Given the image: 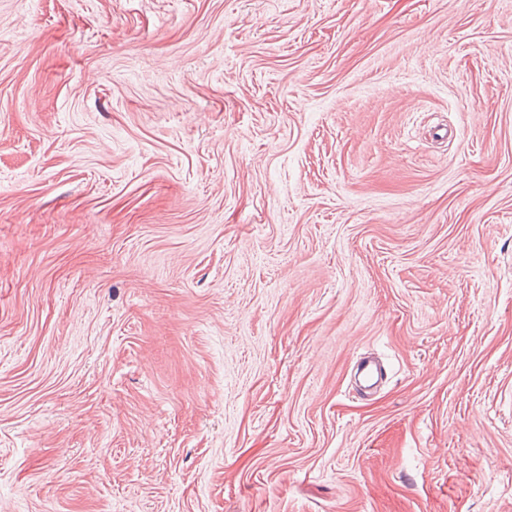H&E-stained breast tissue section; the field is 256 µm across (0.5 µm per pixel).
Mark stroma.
Wrapping results in <instances>:
<instances>
[{
  "label": "stroma",
  "mask_w": 512,
  "mask_h": 512,
  "mask_svg": "<svg viewBox=\"0 0 512 512\" xmlns=\"http://www.w3.org/2000/svg\"><path fill=\"white\" fill-rule=\"evenodd\" d=\"M0 512H512V0H0Z\"/></svg>",
  "instance_id": "stroma-1"
}]
</instances>
